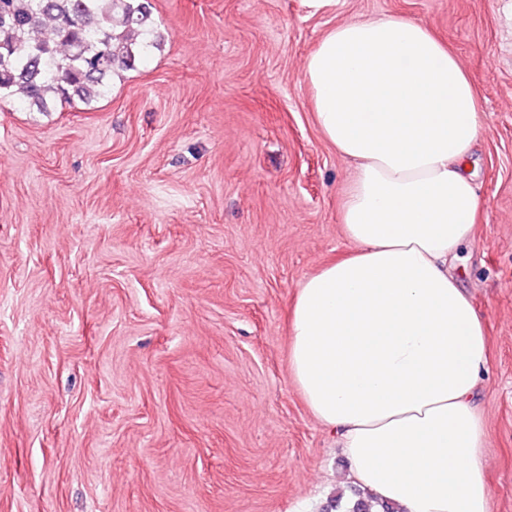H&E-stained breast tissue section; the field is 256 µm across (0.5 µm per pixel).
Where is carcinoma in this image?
<instances>
[{
	"label": "carcinoma",
	"instance_id": "cac0c4a2",
	"mask_svg": "<svg viewBox=\"0 0 512 512\" xmlns=\"http://www.w3.org/2000/svg\"><path fill=\"white\" fill-rule=\"evenodd\" d=\"M144 0H0V102L49 112L106 97L112 77L161 47ZM330 512H399L370 495Z\"/></svg>",
	"mask_w": 512,
	"mask_h": 512
}]
</instances>
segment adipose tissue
<instances>
[{"label": "adipose tissue", "mask_w": 512, "mask_h": 512, "mask_svg": "<svg viewBox=\"0 0 512 512\" xmlns=\"http://www.w3.org/2000/svg\"><path fill=\"white\" fill-rule=\"evenodd\" d=\"M305 80L318 127L356 165L341 210L355 249L299 289L291 378L367 493L402 512H488L474 404L487 339L451 270L479 210L474 87L425 25L395 15L330 30Z\"/></svg>", "instance_id": "ef3b65f1"}]
</instances>
